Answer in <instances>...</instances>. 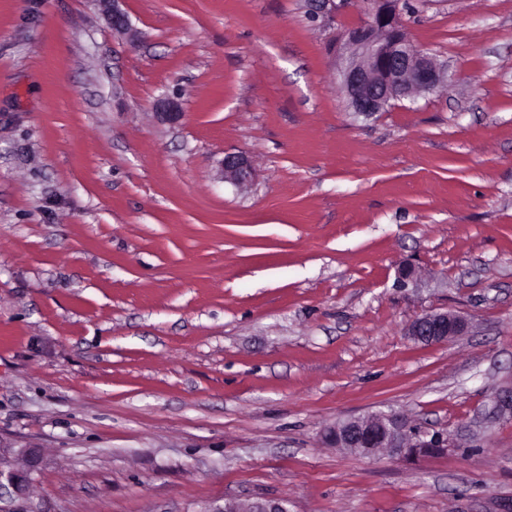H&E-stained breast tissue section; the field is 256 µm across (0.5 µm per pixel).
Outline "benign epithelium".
Instances as JSON below:
<instances>
[{"instance_id": "obj_1", "label": "benign epithelium", "mask_w": 512, "mask_h": 512, "mask_svg": "<svg viewBox=\"0 0 512 512\" xmlns=\"http://www.w3.org/2000/svg\"><path fill=\"white\" fill-rule=\"evenodd\" d=\"M112 32L130 42L139 38L131 27L122 0H95ZM360 6L365 19L343 28L335 39L333 53L341 91L349 110L358 114L383 112L395 100L413 98L435 91L448 82V68L435 56L410 40L402 20L400 0H308L310 17L336 15L350 4ZM158 121L174 125L182 116L179 97L166 95L155 104ZM219 178L238 187L251 182L254 169L239 153H227L219 163ZM467 319L453 311H430L415 317L407 334L424 345L447 343L463 335ZM491 414L512 418V387L499 393ZM323 442L355 455L372 458L380 451L403 458L419 457L448 448V436L431 435L412 428L396 412H377L352 417L325 429ZM41 456L36 448H0V492L14 500L27 494ZM210 512H290L284 498L258 497L248 500L224 499Z\"/></svg>"}]
</instances>
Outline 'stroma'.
<instances>
[{"label":"stroma","mask_w":512,"mask_h":512,"mask_svg":"<svg viewBox=\"0 0 512 512\" xmlns=\"http://www.w3.org/2000/svg\"><path fill=\"white\" fill-rule=\"evenodd\" d=\"M409 4L448 86L359 115L328 47L352 8L124 0L132 43L94 0H0V446L41 451L28 512H512V0ZM445 309L466 334L407 336ZM376 411L452 446L322 442ZM155 115L158 121L165 124H177L182 116V107L179 97L166 95L155 104ZM254 173L251 162L243 154L226 153L219 163V178L238 187L251 182ZM288 499L258 497L248 500L225 498L222 506L209 512H290Z\"/></svg>","instance_id":"35a3bbf8"}]
</instances>
